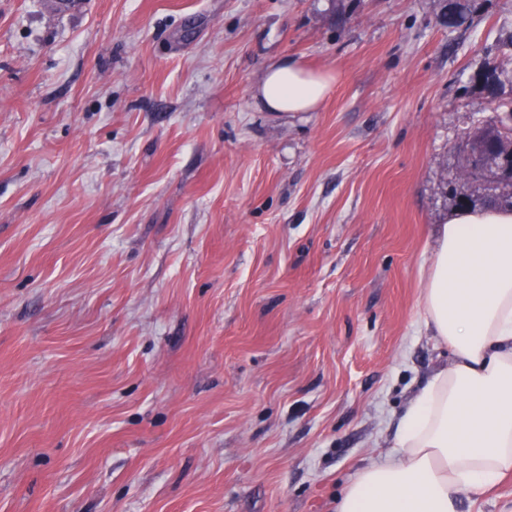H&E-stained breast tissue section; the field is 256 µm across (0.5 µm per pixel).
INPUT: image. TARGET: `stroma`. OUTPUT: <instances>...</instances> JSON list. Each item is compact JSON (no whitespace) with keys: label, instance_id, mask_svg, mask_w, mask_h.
<instances>
[{"label":"stroma","instance_id":"stroma-1","mask_svg":"<svg viewBox=\"0 0 512 512\" xmlns=\"http://www.w3.org/2000/svg\"><path fill=\"white\" fill-rule=\"evenodd\" d=\"M0 0V512H336L450 351L420 271L512 0ZM288 56L338 81L260 110ZM467 10L468 6L465 0L443 1L441 4L440 21L442 24L448 25V27H454L465 19Z\"/></svg>","mask_w":512,"mask_h":512}]
</instances>
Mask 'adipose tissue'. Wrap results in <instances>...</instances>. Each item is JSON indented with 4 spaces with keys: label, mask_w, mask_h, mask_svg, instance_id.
Masks as SVG:
<instances>
[{
    "label": "adipose tissue",
    "mask_w": 512,
    "mask_h": 512,
    "mask_svg": "<svg viewBox=\"0 0 512 512\" xmlns=\"http://www.w3.org/2000/svg\"><path fill=\"white\" fill-rule=\"evenodd\" d=\"M335 83L284 57L256 101L313 112ZM421 312L453 362L407 405L392 446L343 490L338 512H460L462 495L512 471V209L463 208L440 226Z\"/></svg>",
    "instance_id": "ef3b65f1"
}]
</instances>
